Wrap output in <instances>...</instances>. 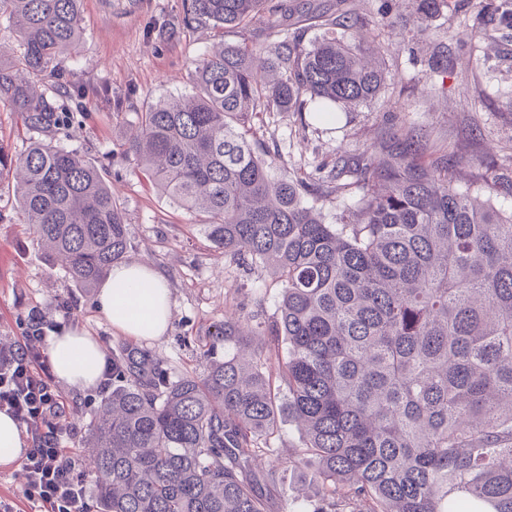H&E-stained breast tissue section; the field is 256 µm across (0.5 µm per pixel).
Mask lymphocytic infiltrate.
<instances>
[{
	"mask_svg": "<svg viewBox=\"0 0 512 512\" xmlns=\"http://www.w3.org/2000/svg\"><path fill=\"white\" fill-rule=\"evenodd\" d=\"M57 311L52 317L32 308L19 336L0 341V411L28 437L21 460L26 499L39 512H87V479L77 457L82 436L66 420L77 406L56 386L47 353L52 333L73 322L68 304Z\"/></svg>",
	"mask_w": 512,
	"mask_h": 512,
	"instance_id": "f902f5d3",
	"label": "lymphocytic infiltrate"
}]
</instances>
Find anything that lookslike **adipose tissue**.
Returning <instances> with one entry per match:
<instances>
[{"instance_id":"ef3b65f1","label":"adipose tissue","mask_w":512,"mask_h":512,"mask_svg":"<svg viewBox=\"0 0 512 512\" xmlns=\"http://www.w3.org/2000/svg\"><path fill=\"white\" fill-rule=\"evenodd\" d=\"M96 303L113 330L126 336L151 341L169 328L173 298L166 274L139 262L114 267L100 285ZM48 355L58 380L88 390L103 370L99 343L82 328L68 326L53 335Z\"/></svg>"}]
</instances>
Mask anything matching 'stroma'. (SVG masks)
Here are the masks:
<instances>
[{
	"instance_id": "stroma-1",
	"label": "stroma",
	"mask_w": 512,
	"mask_h": 512,
	"mask_svg": "<svg viewBox=\"0 0 512 512\" xmlns=\"http://www.w3.org/2000/svg\"><path fill=\"white\" fill-rule=\"evenodd\" d=\"M366 50L388 44L386 84L378 99L351 110L338 127L273 112L255 119L256 138L279 150L281 165L306 169L321 161L356 157L380 147L393 131L416 127L427 151L464 157L460 187L484 189L512 172V28L496 31L495 44L450 48L448 72L428 79L429 43L483 17L482 0H454L426 29L412 23L414 0H353ZM181 0H82L80 45L61 69L72 82L107 84L111 97L87 102L73 122L54 132L57 144L91 159L125 208L129 260L165 272L174 305L168 332L144 347L171 377L203 373V351L212 323L225 317L269 320L281 286L225 259L206 236L195 212L179 207L134 174L126 138L139 112L160 99L191 92L193 62L217 42L208 28H187ZM17 112L0 102V143L15 155L43 139ZM68 302L80 328L104 352L132 344L114 331L96 307L95 294L72 288L64 269L51 267L18 207L13 182L0 180V338L18 335L20 319L34 306ZM320 494L306 473L292 469L270 490L272 512H310Z\"/></svg>"
}]
</instances>
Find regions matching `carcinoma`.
I'll return each mask as SVG.
<instances>
[{
  "label": "carcinoma",
  "instance_id": "1",
  "mask_svg": "<svg viewBox=\"0 0 512 512\" xmlns=\"http://www.w3.org/2000/svg\"><path fill=\"white\" fill-rule=\"evenodd\" d=\"M447 0H419L420 28ZM183 23L224 36L266 19L274 40L221 44L194 63L192 92L140 113L129 137L135 169L177 205L203 215L224 257L282 286L276 316L226 319L208 332L204 372L172 379L151 352L112 351V393L86 438L98 512H270L263 488L287 468L254 466L274 452L283 420L288 456L322 489L312 512H512V212L453 184L448 156L421 161L423 136L389 138L385 154L289 171L255 138L264 112L314 111L338 121L386 75L365 60L347 0L306 29L280 0H182ZM81 0H0L23 52L0 61V100L37 131L73 119L88 100L60 64L81 40ZM294 32H289V28ZM346 31L339 37L336 29ZM492 43V30L448 32ZM446 46L430 59L448 71ZM25 223L73 287L88 292L131 247L121 203L102 169L47 141L15 156ZM356 197L327 222V205ZM283 356L273 379L253 337Z\"/></svg>",
  "mask_w": 512,
  "mask_h": 512
}]
</instances>
